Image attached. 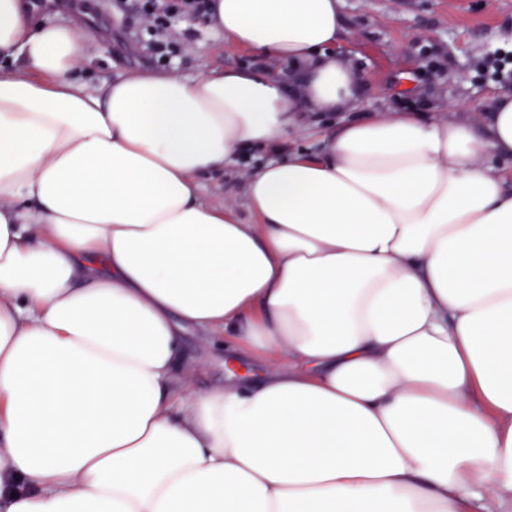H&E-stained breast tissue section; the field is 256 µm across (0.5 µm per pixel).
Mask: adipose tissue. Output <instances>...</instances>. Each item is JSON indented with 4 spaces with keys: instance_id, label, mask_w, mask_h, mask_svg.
I'll list each match as a JSON object with an SVG mask.
<instances>
[{
    "instance_id": "1",
    "label": "adipose tissue",
    "mask_w": 512,
    "mask_h": 512,
    "mask_svg": "<svg viewBox=\"0 0 512 512\" xmlns=\"http://www.w3.org/2000/svg\"><path fill=\"white\" fill-rule=\"evenodd\" d=\"M287 62L71 78L88 37L0 0L5 512H495L512 491V93L484 129L377 113L343 0H210ZM252 222L201 197L252 147ZM268 363L203 393L182 332Z\"/></svg>"
}]
</instances>
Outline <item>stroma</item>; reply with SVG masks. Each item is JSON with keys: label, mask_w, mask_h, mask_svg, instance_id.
Returning a JSON list of instances; mask_svg holds the SVG:
<instances>
[{"label": "stroma", "mask_w": 512, "mask_h": 512, "mask_svg": "<svg viewBox=\"0 0 512 512\" xmlns=\"http://www.w3.org/2000/svg\"><path fill=\"white\" fill-rule=\"evenodd\" d=\"M43 13L68 25L96 44L76 76L95 86L143 69L171 70L193 79L228 67L263 64L281 77L287 63L259 61L231 45L207 18L184 14L167 21L174 43L171 52L156 53L159 34L125 0H46ZM344 27L336 52L344 55L361 80L360 105L342 113H324L290 136L289 145L314 149L320 134L342 119L368 112L411 111L424 118L457 117L483 127L492 99L512 91V0H343ZM269 157L251 148L236 166L208 177L203 198L233 204L246 213L248 173ZM180 370L196 390L222 384L227 371L262 375L261 363H234L223 340L187 331Z\"/></svg>", "instance_id": "35a3bbf8"}]
</instances>
